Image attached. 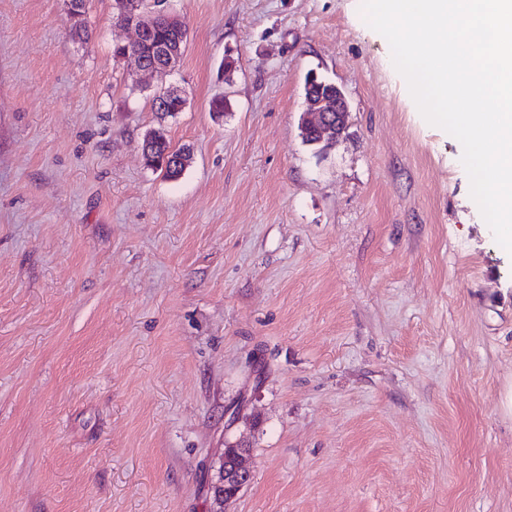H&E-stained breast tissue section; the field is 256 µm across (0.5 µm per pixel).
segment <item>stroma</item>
<instances>
[{
    "instance_id": "35a3bbf8",
    "label": "stroma",
    "mask_w": 512,
    "mask_h": 512,
    "mask_svg": "<svg viewBox=\"0 0 512 512\" xmlns=\"http://www.w3.org/2000/svg\"><path fill=\"white\" fill-rule=\"evenodd\" d=\"M360 3L168 0L187 45L150 77L112 0L84 43L63 0H0V512H210L239 439L226 512H512V253ZM311 73L349 106L324 151ZM143 154L147 166L164 171L165 176L169 179H177L186 169V166L183 162L180 165H178V162L171 165V161L167 159L171 156L178 158L190 157L187 147L173 148L162 129L155 130L146 136L143 142ZM247 456L248 448L243 442H235L224 448L223 460L229 463L224 470L221 469L210 488L213 512H223L224 504L237 499L249 486L252 473Z\"/></svg>"
}]
</instances>
